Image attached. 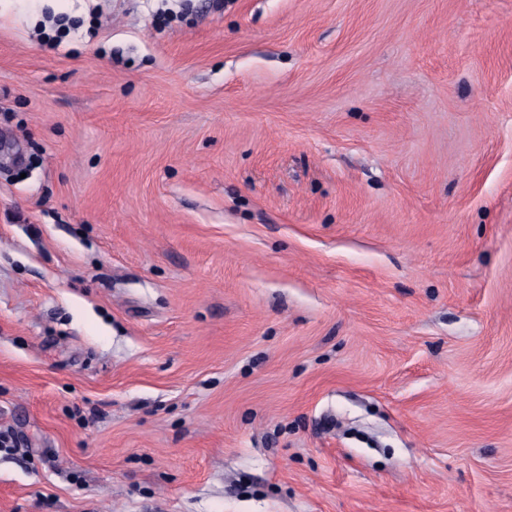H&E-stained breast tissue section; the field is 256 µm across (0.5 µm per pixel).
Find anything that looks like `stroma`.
I'll return each instance as SVG.
<instances>
[{
	"label": "stroma",
	"instance_id": "stroma-1",
	"mask_svg": "<svg viewBox=\"0 0 512 512\" xmlns=\"http://www.w3.org/2000/svg\"><path fill=\"white\" fill-rule=\"evenodd\" d=\"M0 512H512V0H0Z\"/></svg>",
	"mask_w": 512,
	"mask_h": 512
}]
</instances>
